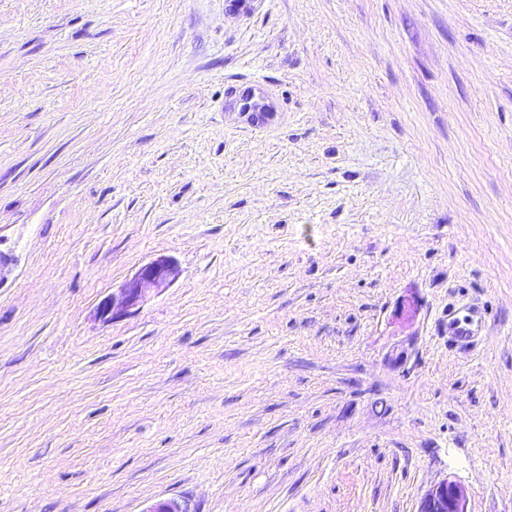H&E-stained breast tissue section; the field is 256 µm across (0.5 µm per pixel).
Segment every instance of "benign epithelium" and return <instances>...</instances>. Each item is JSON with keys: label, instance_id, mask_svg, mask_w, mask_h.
<instances>
[{"label": "benign epithelium", "instance_id": "7a95c632", "mask_svg": "<svg viewBox=\"0 0 512 512\" xmlns=\"http://www.w3.org/2000/svg\"><path fill=\"white\" fill-rule=\"evenodd\" d=\"M180 270L171 256L161 255L141 266L121 288L106 296L95 309L96 318L110 322L129 314L152 293H159L178 279ZM146 512H189L177 499H161ZM417 512H467L465 489L454 481L444 480L421 498Z\"/></svg>", "mask_w": 512, "mask_h": 512}]
</instances>
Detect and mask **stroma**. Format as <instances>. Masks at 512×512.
<instances>
[{
	"instance_id": "1",
	"label": "stroma",
	"mask_w": 512,
	"mask_h": 512,
	"mask_svg": "<svg viewBox=\"0 0 512 512\" xmlns=\"http://www.w3.org/2000/svg\"><path fill=\"white\" fill-rule=\"evenodd\" d=\"M0 255V512H512V0H0ZM180 270L171 256L161 255L141 266L117 291L106 296L95 309V316L110 322L129 314L152 293H159L178 279ZM487 307L470 306L465 309H448V342L468 346L475 336H480L490 320ZM417 512H467L465 489L454 481L443 480L425 493Z\"/></svg>"
}]
</instances>
